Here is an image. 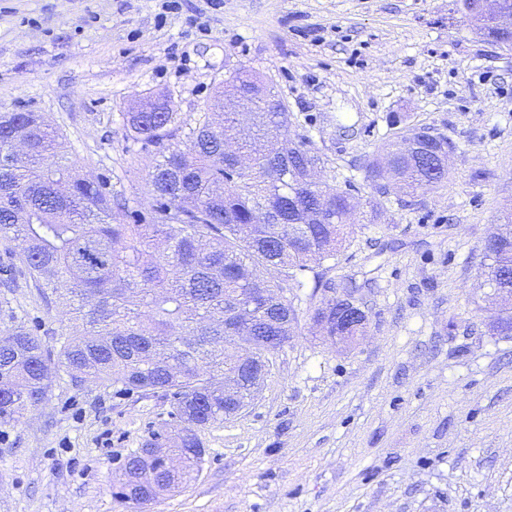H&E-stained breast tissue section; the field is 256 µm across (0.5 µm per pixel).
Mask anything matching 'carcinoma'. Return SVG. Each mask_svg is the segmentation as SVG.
<instances>
[{"label": "carcinoma", "mask_w": 512, "mask_h": 512, "mask_svg": "<svg viewBox=\"0 0 512 512\" xmlns=\"http://www.w3.org/2000/svg\"><path fill=\"white\" fill-rule=\"evenodd\" d=\"M232 85L244 99L270 98L248 132L235 112H199L191 122L173 111L125 113L127 138L155 152L146 211L113 194L107 180L76 174L66 139L38 114H0V239L18 243L36 287L70 308L60 365L77 384H110L115 396L159 393L169 403L166 433L149 431L144 447L162 437L171 457L135 450L126 460L121 497L141 509L202 470L200 433L224 421L230 352L271 355L264 343L236 340L241 323L232 308L246 299L263 310L269 320L252 326L256 336L294 335L298 314L286 289L336 259L355 214L349 193L303 180L304 154L314 148L290 136L274 88L243 72ZM417 132L393 135L367 160L381 194L414 196L448 179L440 143L403 152ZM258 139L266 152L237 171L224 142L247 153ZM480 266L483 285L512 291L511 213L488 236ZM261 268L278 279H261ZM488 328L509 335L512 309L499 310ZM49 374L37 335L0 328V426L43 403Z\"/></svg>", "instance_id": "cac0c4a2"}]
</instances>
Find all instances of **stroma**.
<instances>
[{"label":"stroma","instance_id":"obj_1","mask_svg":"<svg viewBox=\"0 0 512 512\" xmlns=\"http://www.w3.org/2000/svg\"><path fill=\"white\" fill-rule=\"evenodd\" d=\"M449 0H0V113L35 112L80 171L147 210L153 155L124 114L169 99L207 111L250 71L273 85L293 133L354 186L364 212L338 259L289 292L295 336L255 401L204 430L197 479L146 512H512V337L478 264L512 212V52ZM454 145L447 180L404 199L377 192L365 161L394 132ZM0 323L58 354L70 329L19 253ZM355 285L369 314L351 347L311 335L329 289ZM160 394L116 397L53 367L44 403L0 426V512H132L118 463L159 428Z\"/></svg>","mask_w":512,"mask_h":512}]
</instances>
